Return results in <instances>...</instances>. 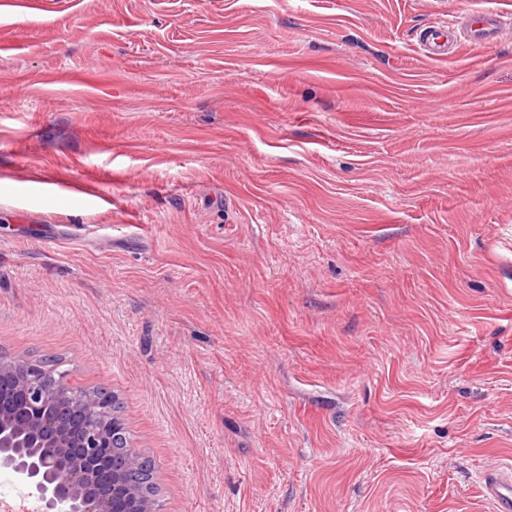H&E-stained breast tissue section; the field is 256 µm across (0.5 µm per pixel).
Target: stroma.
I'll return each instance as SVG.
<instances>
[{"mask_svg":"<svg viewBox=\"0 0 512 512\" xmlns=\"http://www.w3.org/2000/svg\"><path fill=\"white\" fill-rule=\"evenodd\" d=\"M0 355L112 391L157 512H493L512 0H0ZM465 37L472 40H490L499 35L501 30L500 15L492 12L480 13L466 21ZM430 26L421 38L420 45L424 55L430 59H444L454 45L448 26Z\"/></svg>","mask_w":512,"mask_h":512,"instance_id":"35a3bbf8","label":"stroma"}]
</instances>
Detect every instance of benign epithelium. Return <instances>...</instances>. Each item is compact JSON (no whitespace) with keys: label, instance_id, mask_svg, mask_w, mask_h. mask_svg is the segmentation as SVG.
<instances>
[{"label":"benign epithelium","instance_id":"1","mask_svg":"<svg viewBox=\"0 0 512 512\" xmlns=\"http://www.w3.org/2000/svg\"><path fill=\"white\" fill-rule=\"evenodd\" d=\"M109 409L91 390L36 361L0 360V471L38 503L37 512H118L136 494L129 462L112 454Z\"/></svg>","mask_w":512,"mask_h":512}]
</instances>
